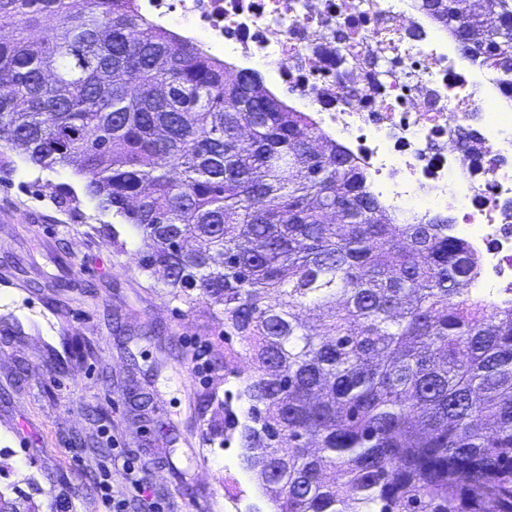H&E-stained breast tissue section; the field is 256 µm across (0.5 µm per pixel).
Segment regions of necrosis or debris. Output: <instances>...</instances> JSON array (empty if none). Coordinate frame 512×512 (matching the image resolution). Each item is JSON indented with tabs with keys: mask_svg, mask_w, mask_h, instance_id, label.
Listing matches in <instances>:
<instances>
[{
	"mask_svg": "<svg viewBox=\"0 0 512 512\" xmlns=\"http://www.w3.org/2000/svg\"><path fill=\"white\" fill-rule=\"evenodd\" d=\"M228 71L269 75L394 222L448 217L473 288L512 300V85L416 0H137Z\"/></svg>",
	"mask_w": 512,
	"mask_h": 512,
	"instance_id": "obj_1",
	"label": "necrosis or debris"
}]
</instances>
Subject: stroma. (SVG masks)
<instances>
[{
    "instance_id": "1",
    "label": "stroma",
    "mask_w": 512,
    "mask_h": 512,
    "mask_svg": "<svg viewBox=\"0 0 512 512\" xmlns=\"http://www.w3.org/2000/svg\"><path fill=\"white\" fill-rule=\"evenodd\" d=\"M86 179L69 167L40 169L0 147V320H22L21 336L0 334V485L16 486L20 512H103L99 479L113 457L136 460L147 499L175 512L183 493H202L211 512L241 499L240 512H271L224 411L244 413L249 369L207 305L188 309L163 278L143 269L137 230L97 208ZM71 191L60 196V187ZM74 315L76 354L41 375L44 332L58 312ZM210 349L208 373L192 369L195 343ZM107 445L103 457L82 437ZM146 499V500H147Z\"/></svg>"
}]
</instances>
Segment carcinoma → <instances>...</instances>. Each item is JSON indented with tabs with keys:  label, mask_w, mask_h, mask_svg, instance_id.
<instances>
[{
	"label": "carcinoma",
	"mask_w": 512,
	"mask_h": 512,
	"mask_svg": "<svg viewBox=\"0 0 512 512\" xmlns=\"http://www.w3.org/2000/svg\"><path fill=\"white\" fill-rule=\"evenodd\" d=\"M133 2L0 0V141L86 176L173 297L246 344L249 408L224 431L273 512H512V302L469 287L448 220L387 223L304 113ZM420 6L512 77V0Z\"/></svg>",
	"instance_id": "carcinoma-1"
}]
</instances>
